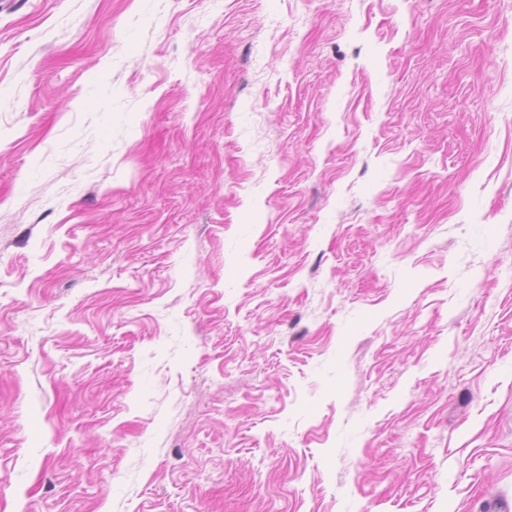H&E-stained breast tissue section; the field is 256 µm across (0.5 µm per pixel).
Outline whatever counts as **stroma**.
<instances>
[{
  "instance_id": "stroma-1",
  "label": "stroma",
  "mask_w": 512,
  "mask_h": 512,
  "mask_svg": "<svg viewBox=\"0 0 512 512\" xmlns=\"http://www.w3.org/2000/svg\"><path fill=\"white\" fill-rule=\"evenodd\" d=\"M512 499V0H0V512Z\"/></svg>"
}]
</instances>
